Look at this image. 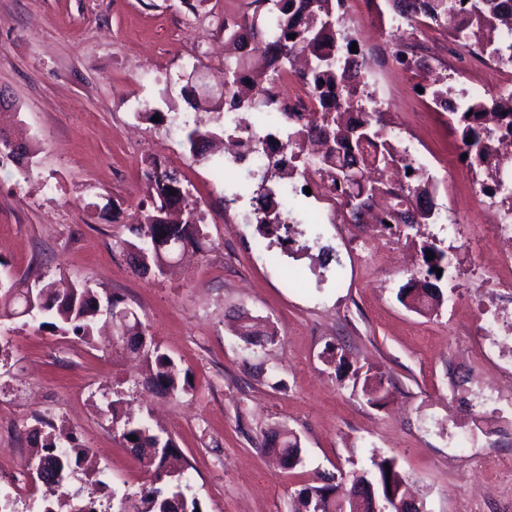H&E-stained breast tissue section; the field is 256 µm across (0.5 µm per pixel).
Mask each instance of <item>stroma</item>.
Masks as SVG:
<instances>
[{
    "label": "stroma",
    "instance_id": "35a3bbf8",
    "mask_svg": "<svg viewBox=\"0 0 512 512\" xmlns=\"http://www.w3.org/2000/svg\"><path fill=\"white\" fill-rule=\"evenodd\" d=\"M251 0H0V88L17 111L0 127L38 147L31 168L0 161V260L15 276L40 271L59 285L88 284L133 309L182 388H143L152 358L112 348L106 335L85 342L21 319L0 320V512H43L44 487L27 473V432L35 418L71 431L95 449L91 467L65 484L67 496L95 497L155 482L105 414L121 401L132 420L171 436L191 494L203 512H291L294 492L325 473L373 474L372 458L397 462L425 512H512V337L486 358L483 307L512 312L490 289L498 273L484 197L463 162L444 112L425 104L428 76L456 95L485 80L484 58L465 43L440 44L426 69L401 79V111L386 127L412 155L430 160L438 223L394 235L378 224H322L314 197L288 181L290 241L263 255L251 213V186L239 167L193 161L184 120L213 128L224 109V20ZM362 48L386 44L397 23L384 0H347ZM198 90L191 108L183 88ZM164 112L149 120L145 108ZM177 172L196 200L207 252L185 253L166 276L134 272L114 244L118 224L135 223L149 202L143 161ZM238 202L225 208V195ZM120 213H113V206ZM386 239V254L361 239ZM430 241L448 267L435 311L402 305L398 290L422 264ZM260 334L245 344L243 318ZM277 332L265 344L263 329ZM344 356L325 361L327 347ZM385 376L382 405L362 392L365 375ZM297 434L303 464L283 467L263 446L271 431Z\"/></svg>",
    "mask_w": 512,
    "mask_h": 512
}]
</instances>
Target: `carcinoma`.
<instances>
[{"label":"carcinoma","instance_id":"1","mask_svg":"<svg viewBox=\"0 0 512 512\" xmlns=\"http://www.w3.org/2000/svg\"><path fill=\"white\" fill-rule=\"evenodd\" d=\"M387 2L408 24L422 17L438 25L451 17L455 20L453 37L489 51L492 59L512 64V37H502L496 43L485 41L486 33L512 17V0ZM253 4L252 14L238 24L252 45L246 50L243 44H238L237 55L224 60V114L217 115L214 121L222 129L224 117L234 122L235 127L249 130L252 123L245 114L278 111L274 99L264 97L246 103L237 89L244 83L259 85L279 80L294 71L297 58L305 53L310 55L311 64L302 76L319 106L310 123L282 132L286 145L275 147L270 138L261 141L265 145L264 159L248 172V178L256 181L253 200L258 232L265 237L290 228L279 211L285 192L276 178L286 170L298 169V161L303 162V172L318 176L332 195L341 198L340 211L347 224L361 223L363 210L378 196L392 199L391 208L378 218L385 228L407 223L404 215L415 205L418 210L413 222L434 223L432 186L416 183L413 175L407 174V170L413 169V161L386 133L384 111L376 107L375 99L366 91L367 81L360 63L362 50L351 51L357 38L336 27L335 13L344 6V0H253ZM291 34L295 38H289ZM390 47L392 59L401 67L423 66L415 55L401 50L398 41L391 40ZM430 96L455 123L462 153L466 154L471 170L481 176L479 192L495 197L509 191L504 176L512 172V158L501 154L498 144L512 138V92L454 99L448 96V89L434 87ZM213 136L214 132L199 126L187 131L185 143L193 159H206L201 144ZM145 176L152 190L150 203L137 224L127 226L130 238L117 234L115 244L128 253L139 254V271L161 275L170 259L182 249L191 246L205 250L208 235L197 202L191 199L176 172L153 158L146 161ZM430 251L434 259L424 261L425 268L411 275L408 285L399 292L403 303L419 311L431 310L441 302L436 294L423 299L419 293L418 284L437 277L445 259V253L434 244L422 247V254ZM124 311L119 298L108 296L102 300L86 285H75L64 294L39 274L21 281L0 280V318L46 316L50 318L48 326L82 341L91 340L100 317ZM114 336L115 343L133 354L147 347L146 329L133 312ZM153 362L147 387L177 392L179 380L172 359L155 351ZM384 382L381 374L365 376L362 391L368 401L377 405L383 400ZM105 413L112 415V422L123 423L121 437L127 447L165 482V486L151 490L113 493L112 512H197L198 500L187 497L190 478L168 469V458L175 449L172 438L163 439L151 433L144 423L122 421L116 400L107 403ZM132 435L137 440H130ZM34 440L32 455L44 459L50 472V479L43 485L52 500L44 512H57L55 507L64 503L69 506L67 512H98L90 502H70V498L60 494L62 486L55 480L57 469L68 476L80 466L81 450L73 445V437L52 426L48 431L34 429ZM267 444L287 468L301 463L300 441L293 432L275 431ZM372 465L373 478L353 479L343 497H336L340 481L333 475L324 477L322 485L300 489L294 512H376L375 506L390 501L391 496H408L406 481L394 459L379 457L372 460Z\"/></svg>","mask_w":512,"mask_h":512}]
</instances>
